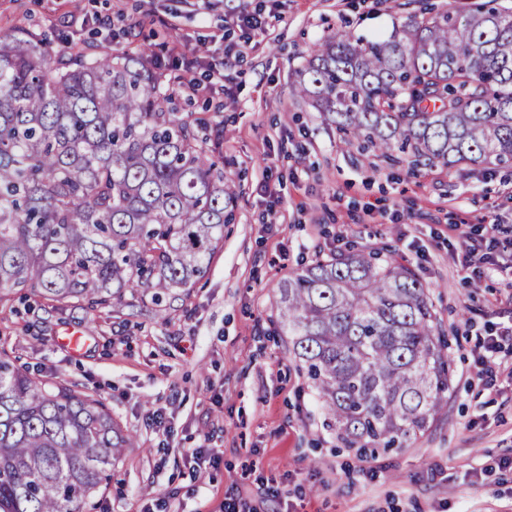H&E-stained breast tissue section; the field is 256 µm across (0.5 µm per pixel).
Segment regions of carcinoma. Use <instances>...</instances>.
Wrapping results in <instances>:
<instances>
[{
    "mask_svg": "<svg viewBox=\"0 0 512 512\" xmlns=\"http://www.w3.org/2000/svg\"><path fill=\"white\" fill-rule=\"evenodd\" d=\"M134 55L0 35V302L119 304L163 314L205 273L237 192L182 76ZM292 92L346 143L411 168L512 167V8L475 0L368 41L332 31ZM281 324L329 425L360 456L425 434L450 387L428 287L382 251L317 258L279 288ZM136 437L96 395L0 353V512H85Z\"/></svg>",
    "mask_w": 512,
    "mask_h": 512,
    "instance_id": "obj_1",
    "label": "carcinoma"
}]
</instances>
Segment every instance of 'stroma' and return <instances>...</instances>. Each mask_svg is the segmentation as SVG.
I'll list each match as a JSON object with an SVG mask.
<instances>
[{
  "label": "stroma",
  "mask_w": 512,
  "mask_h": 512,
  "mask_svg": "<svg viewBox=\"0 0 512 512\" xmlns=\"http://www.w3.org/2000/svg\"><path fill=\"white\" fill-rule=\"evenodd\" d=\"M450 0H0V35L25 27L54 47L72 42L136 51L152 44L161 71L177 47L197 48L189 106L221 137L215 158L239 195L203 278L165 316L141 292L117 305L64 308L37 296L0 304V351L49 382L101 397L137 437L96 498L95 512H220L240 495L253 512H512V380L486 389L480 341L512 321V169L451 171L392 160L347 144L307 101L294 72L331 30L369 39ZM258 13L264 29L237 19ZM225 61L223 85L211 64ZM503 248L470 283L452 224ZM388 250L412 264L454 359L451 387L430 429L407 448L359 458L329 428L279 317V286L319 257ZM91 344L75 356L66 328ZM170 434H162L155 418ZM221 461L189 471L193 448Z\"/></svg>",
  "instance_id": "1"
}]
</instances>
